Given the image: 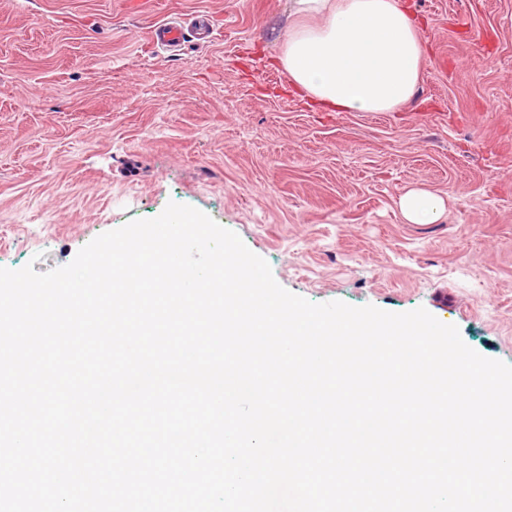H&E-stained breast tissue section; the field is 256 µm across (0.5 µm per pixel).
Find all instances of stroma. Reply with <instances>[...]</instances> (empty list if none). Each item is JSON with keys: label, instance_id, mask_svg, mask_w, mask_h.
<instances>
[{"label": "stroma", "instance_id": "obj_1", "mask_svg": "<svg viewBox=\"0 0 512 512\" xmlns=\"http://www.w3.org/2000/svg\"><path fill=\"white\" fill-rule=\"evenodd\" d=\"M0 0V266L45 272L168 202L286 290L456 325L512 364V0H412L429 58L399 112H339L279 58L290 0ZM209 14L207 44L149 28ZM444 197L434 224L399 199ZM185 35V29L177 22H165L154 26L149 37L158 49H165L178 45ZM404 219L411 224H434L445 210L444 199L430 192L413 189L399 200Z\"/></svg>", "mask_w": 512, "mask_h": 512}]
</instances>
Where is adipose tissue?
Segmentation results:
<instances>
[{"label":"adipose tissue","instance_id":"adipose-tissue-1","mask_svg":"<svg viewBox=\"0 0 512 512\" xmlns=\"http://www.w3.org/2000/svg\"><path fill=\"white\" fill-rule=\"evenodd\" d=\"M280 61L293 83L342 112H394L413 98L426 54L403 0H293ZM404 219L433 224L443 198L413 189L399 200Z\"/></svg>","mask_w":512,"mask_h":512}]
</instances>
